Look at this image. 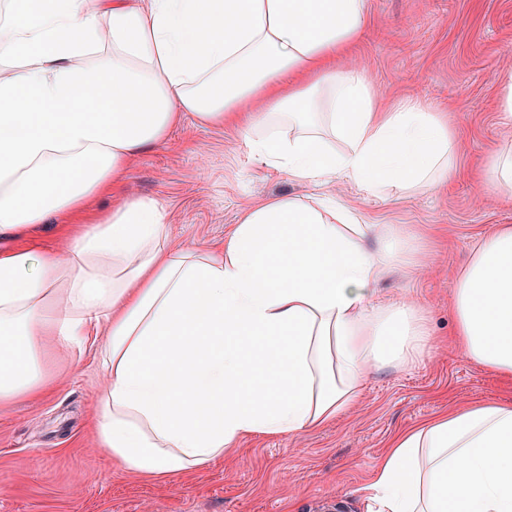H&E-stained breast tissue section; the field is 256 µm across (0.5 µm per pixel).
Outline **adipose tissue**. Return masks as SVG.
<instances>
[{"instance_id":"obj_1","label":"adipose tissue","mask_w":512,"mask_h":512,"mask_svg":"<svg viewBox=\"0 0 512 512\" xmlns=\"http://www.w3.org/2000/svg\"><path fill=\"white\" fill-rule=\"evenodd\" d=\"M367 17L368 0H0V404L44 390L49 351L104 333L101 448L174 481L245 437L330 424L426 346L412 300L375 303L414 239L334 187L446 185L456 143L424 101L382 106L364 68L337 66ZM189 115L318 194L247 206L221 250L174 246L164 202L127 186ZM53 216L77 232L31 246ZM452 296L458 344L512 380L511 225ZM370 489L373 512H512V402L398 432Z\"/></svg>"}]
</instances>
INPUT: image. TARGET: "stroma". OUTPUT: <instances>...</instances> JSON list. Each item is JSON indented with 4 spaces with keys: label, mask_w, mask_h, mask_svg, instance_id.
<instances>
[{
    "label": "stroma",
    "mask_w": 512,
    "mask_h": 512,
    "mask_svg": "<svg viewBox=\"0 0 512 512\" xmlns=\"http://www.w3.org/2000/svg\"><path fill=\"white\" fill-rule=\"evenodd\" d=\"M366 26L345 63L365 68L384 100L406 95L449 113L459 133L458 176L447 187L401 199L345 197L365 223L415 237L425 259L379 285L427 317L426 351L365 380L356 409L295 437L253 436L228 456L176 482L119 467L97 446L103 368L97 348L46 359L47 391L0 405V512H368L375 467L394 435L456 405L512 402V382L453 343L448 304L454 274L495 226L512 225V199L478 177L491 153L512 143L496 124L497 72L512 70V0H368ZM242 134L186 117L165 145L135 163L131 186L162 200L178 246L218 249L242 210L260 199L309 197L313 186L248 159Z\"/></svg>",
    "instance_id": "1"
}]
</instances>
